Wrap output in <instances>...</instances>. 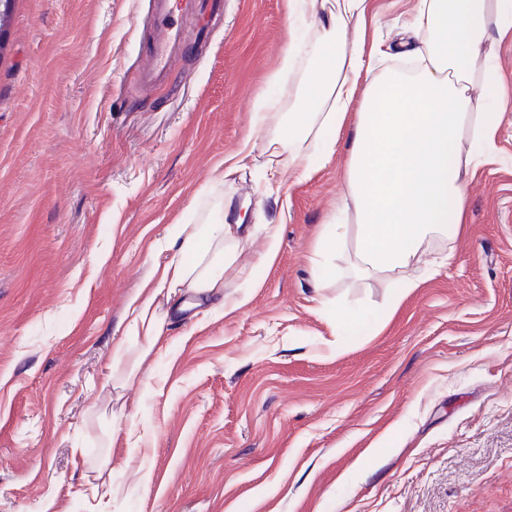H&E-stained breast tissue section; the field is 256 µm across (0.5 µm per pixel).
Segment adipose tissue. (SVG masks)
Wrapping results in <instances>:
<instances>
[{"mask_svg": "<svg viewBox=\"0 0 512 512\" xmlns=\"http://www.w3.org/2000/svg\"><path fill=\"white\" fill-rule=\"evenodd\" d=\"M368 10L369 0H288L289 17L308 20L311 34L289 41L282 67L304 75L289 107L262 100L252 122L275 157L269 196L311 178L344 148V190L318 253L327 259L353 246L357 276H399L410 292L425 279L426 240L462 223L468 176L504 161L496 138L512 114V89L494 60L512 38V0H415L394 46L418 59L410 72L383 67L382 53L367 49ZM331 129L346 131L344 144L328 137ZM248 226L272 231L264 216L221 202L202 223L169 235L145 288L127 302L126 339L113 360L131 367L113 389L139 381L166 344V305L207 313L247 305L248 296L225 294L224 273Z\"/></svg>", "mask_w": 512, "mask_h": 512, "instance_id": "ef3b65f1", "label": "adipose tissue"}]
</instances>
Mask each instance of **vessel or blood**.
Masks as SVG:
<instances>
[{"instance_id": "obj_1", "label": "vessel or blood", "mask_w": 512, "mask_h": 512, "mask_svg": "<svg viewBox=\"0 0 512 512\" xmlns=\"http://www.w3.org/2000/svg\"><path fill=\"white\" fill-rule=\"evenodd\" d=\"M147 22L153 32L150 51L137 74L145 85H160L169 79L181 42L186 31L178 18L183 11H194L199 24L211 23L222 9L221 0H149Z\"/></svg>"}]
</instances>
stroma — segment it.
<instances>
[{
    "label": "stroma",
    "mask_w": 512,
    "mask_h": 512,
    "mask_svg": "<svg viewBox=\"0 0 512 512\" xmlns=\"http://www.w3.org/2000/svg\"><path fill=\"white\" fill-rule=\"evenodd\" d=\"M146 7L15 0L0 29V512H512V167L470 182L420 288L355 278L347 251L320 269L347 156L274 199L252 124L300 82L280 69L286 0H224L137 90ZM410 8L371 0L368 39L398 41ZM248 141L231 190L271 220L274 260L266 235L242 244L224 284L248 305L171 318L149 386L117 397L129 297ZM100 476L101 501L83 493Z\"/></svg>",
    "instance_id": "stroma-1"
}]
</instances>
